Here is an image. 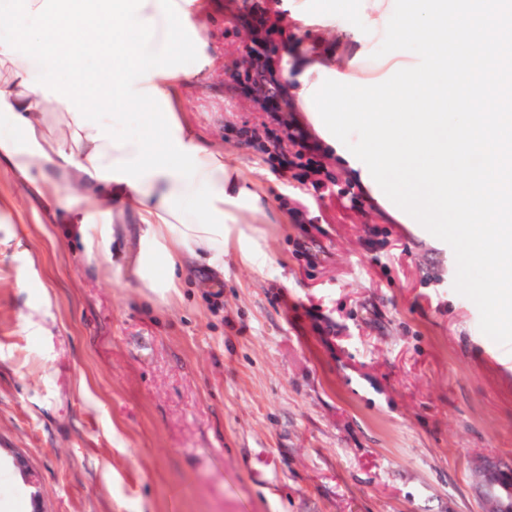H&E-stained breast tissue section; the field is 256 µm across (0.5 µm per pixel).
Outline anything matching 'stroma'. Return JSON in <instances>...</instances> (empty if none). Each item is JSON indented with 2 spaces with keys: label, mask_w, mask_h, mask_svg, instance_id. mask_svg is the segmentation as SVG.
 I'll return each instance as SVG.
<instances>
[{
  "label": "stroma",
  "mask_w": 512,
  "mask_h": 512,
  "mask_svg": "<svg viewBox=\"0 0 512 512\" xmlns=\"http://www.w3.org/2000/svg\"><path fill=\"white\" fill-rule=\"evenodd\" d=\"M207 2L213 64L184 115L266 192L267 262L231 247L156 295L0 172V512H488L512 346L438 238L352 207L348 169H271L235 77L238 0Z\"/></svg>",
  "instance_id": "stroma-1"
}]
</instances>
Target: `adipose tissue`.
Instances as JSON below:
<instances>
[{
	"label": "adipose tissue",
	"mask_w": 512,
	"mask_h": 512,
	"mask_svg": "<svg viewBox=\"0 0 512 512\" xmlns=\"http://www.w3.org/2000/svg\"><path fill=\"white\" fill-rule=\"evenodd\" d=\"M390 2L352 0L340 13L332 0H298V29L333 28L341 41L322 53L290 46L283 78L298 111L321 71L388 72L357 55L383 36ZM205 11V0H0V170L77 225L88 257L108 252L114 223L139 224L125 262L159 294L186 259L223 270L232 244L254 268L267 261L242 228L265 216L266 196L181 116V87L210 65ZM20 14L29 23L18 29Z\"/></svg>",
	"instance_id": "obj_1"
}]
</instances>
